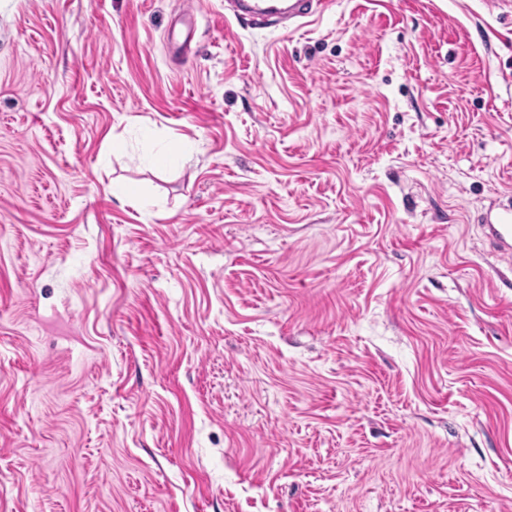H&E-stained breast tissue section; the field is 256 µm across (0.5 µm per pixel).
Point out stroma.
<instances>
[{"label": "stroma", "instance_id": "35a3bbf8", "mask_svg": "<svg viewBox=\"0 0 512 512\" xmlns=\"http://www.w3.org/2000/svg\"><path fill=\"white\" fill-rule=\"evenodd\" d=\"M183 2L0 0V512H512V0ZM236 18L247 16L255 20L268 21L273 17L288 20L304 19L315 13H324L330 0H231L228 1ZM489 223L491 239L496 244L500 254L506 257L512 255V210H503L496 214L494 222Z\"/></svg>", "mask_w": 512, "mask_h": 512}]
</instances>
